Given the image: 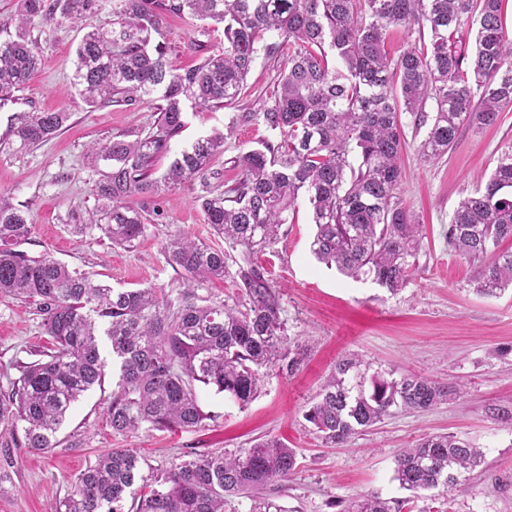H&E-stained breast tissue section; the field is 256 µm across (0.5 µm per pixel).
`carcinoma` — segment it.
I'll return each mask as SVG.
<instances>
[{
	"instance_id": "1",
	"label": "carcinoma",
	"mask_w": 512,
	"mask_h": 512,
	"mask_svg": "<svg viewBox=\"0 0 512 512\" xmlns=\"http://www.w3.org/2000/svg\"><path fill=\"white\" fill-rule=\"evenodd\" d=\"M104 0H17L16 14L0 21V97L22 90L39 69L35 20L76 22L102 10ZM507 0H112V20L86 31L76 48L72 87L83 103L132 105L156 101L154 120L93 146L89 167L98 173L93 218L71 213L79 230H98L112 245L130 249L148 225L163 224L161 200L196 179L207 223L249 267L240 270L245 303L230 306L196 296L204 280L222 279L226 253L175 234L167 263L184 272L172 300L153 287L114 289L94 274L17 249L33 233L29 215L0 197V296L28 300L41 316L51 347L40 359L10 364L0 386V448L47 453L71 407L102 386L106 358L98 331L108 337L119 366L106 414L112 432L142 427L176 431L207 419L196 385L213 386L239 405L257 395L261 370L293 374L308 347L287 336L275 291L251 262L272 249L299 197L312 209L311 251L353 279H371L390 294L410 279L421 230L400 196L402 115L426 129L418 151L438 160L466 127L497 124L512 110V36ZM224 24V43L206 49L193 68L168 58L164 29L170 16ZM477 25L475 48L456 45L455 34ZM419 35V45L394 57L385 43L392 27ZM288 59L277 69L275 94L258 112L232 118L228 129L257 121L277 143L241 151L239 177L224 187L211 171L224 154L220 131L197 140L160 177L155 158L170 150L184 128L185 103L196 109L234 104L256 63ZM433 102V115L426 106ZM64 109L26 112L0 142L19 151L50 141L64 126ZM139 198L131 207L128 199ZM512 150L504 152L484 188L462 199L448 224V247L481 265L476 291L492 295L512 285ZM356 357L336 363L303 418L322 443L334 447L400 408L425 412L462 394L450 379L413 373L387 378ZM488 417L512 425V406L489 404ZM483 463V452L453 434L429 435L396 455V479L418 493L459 491L458 476ZM297 468V451L277 438L249 448L146 465L134 448L105 452L68 481L51 512H286L265 489ZM406 501L361 496L341 512H404Z\"/></svg>"
}]
</instances>
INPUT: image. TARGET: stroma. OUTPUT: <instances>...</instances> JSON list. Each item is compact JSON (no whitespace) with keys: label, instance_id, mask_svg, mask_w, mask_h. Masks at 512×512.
I'll use <instances>...</instances> for the list:
<instances>
[{"label":"stroma","instance_id":"1","mask_svg":"<svg viewBox=\"0 0 512 512\" xmlns=\"http://www.w3.org/2000/svg\"><path fill=\"white\" fill-rule=\"evenodd\" d=\"M109 9L84 24L59 19L36 23L42 65L27 87L0 101V135L13 115L67 108L70 118L49 142L29 151L0 150V195L25 206L34 224L22 251L43 253L69 267L98 274L114 288L154 287L177 298L182 271L171 267L165 247L176 233L206 245L225 248L207 224L197 202L202 192L193 182L166 195V223L149 225L135 248L112 246L98 231L78 235L66 222L68 213L95 206V173L86 165L90 146L143 126L149 103L90 107L72 87L75 48L85 26L108 22ZM170 58L189 68L202 58L201 45L224 39L222 25L170 17L166 24ZM275 73L257 59L235 107L209 111L187 109L186 126L171 143L169 155L155 163L163 173L173 153L212 130L231 128L224 152L213 163L225 184L238 170L232 160L274 134L263 124L230 127L239 112H256L273 91ZM406 147L401 157V196L423 226L422 250L408 285L392 295L368 280L356 281L320 263L310 251L315 233L310 207L298 200L292 223L283 225L273 251L257 255L279 296L281 317L290 338L307 342L301 369L289 375L278 367L263 371L261 388L247 406H239L214 387L198 386L206 419L200 427L177 432L144 429L113 434L106 408L118 380L107 374L103 387L77 402L58 437L61 447L48 454L14 449L11 461L0 458V512H47L64 497L69 477L112 448H136L152 466L176 457L250 447L277 437L297 448L298 466L288 481L267 492L289 512H339L351 498L375 495L409 499L412 512L434 506L437 491L409 495L395 478L399 449L431 434L453 433L483 449L485 462L465 476V490L449 495L448 512H512V426L490 419L487 404H512V287L493 295L475 292L477 263L451 251L446 232L459 201L485 184L502 152L512 149V111L495 126L463 129L455 149L436 161L424 160L417 147L424 137L411 117H404ZM222 279L201 283L199 298L235 304L245 301L240 279V249L225 248ZM45 337L34 305L0 297V369L27 351L41 348ZM355 356L371 369L395 375L415 373L434 380L454 378L463 386L460 398L418 413L395 410L346 444L328 448L309 431L303 414L338 359Z\"/></svg>","mask_w":512,"mask_h":512}]
</instances>
